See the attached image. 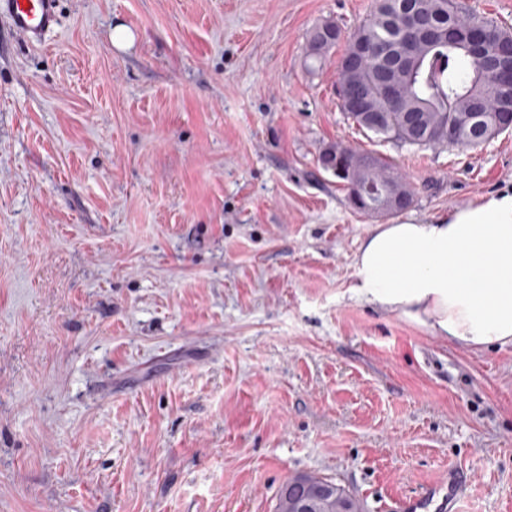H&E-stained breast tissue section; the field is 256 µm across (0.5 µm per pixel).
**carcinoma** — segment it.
<instances>
[{
	"label": "carcinoma",
	"mask_w": 512,
	"mask_h": 512,
	"mask_svg": "<svg viewBox=\"0 0 512 512\" xmlns=\"http://www.w3.org/2000/svg\"><path fill=\"white\" fill-rule=\"evenodd\" d=\"M430 17L436 26L476 25L491 27L499 36L512 38V29L467 10L459 0H376L370 17L346 38V48L340 62L359 56L355 72L339 70L337 82L347 88L362 91L371 108L383 114L384 121L372 126L359 110L341 99V110L358 126L403 144L417 147H438L449 144L462 148H477L483 139L501 126L502 93L493 75L485 68L483 51L469 43L446 35L436 38L419 36L402 51L404 65L392 76L400 86L398 99L391 102L378 86V73L386 64L376 47L394 43L400 36L409 10ZM336 29V23L326 22L310 35L306 60L311 71L322 64L336 46L333 38L321 45L323 29ZM452 126L458 137L448 141L443 128ZM338 164L345 171L339 177L347 192L360 189L379 196L395 185L411 192L408 184L391 162L379 156L339 146ZM296 477L288 479L277 494L276 512H289L290 496L297 492Z\"/></svg>",
	"instance_id": "1"
}]
</instances>
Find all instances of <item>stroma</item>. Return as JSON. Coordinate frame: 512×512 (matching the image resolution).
I'll list each match as a JSON object with an SVG mask.
<instances>
[{
	"label": "stroma",
	"mask_w": 512,
	"mask_h": 512,
	"mask_svg": "<svg viewBox=\"0 0 512 512\" xmlns=\"http://www.w3.org/2000/svg\"><path fill=\"white\" fill-rule=\"evenodd\" d=\"M375 0H60L0 24V512H274L298 473L366 512L447 480L512 512V345L473 347L351 290L376 225L512 191V132L416 148L341 112L337 44ZM132 36L113 45L114 28ZM392 161L354 211L331 144ZM58 5V0H1L0 19L30 43L41 45L58 26ZM324 27H330L334 31V35L332 39L326 43L325 46H322L320 44L319 38L321 40ZM336 36H339V33L336 30V23L334 22H326L314 29L310 35L306 53V60L307 62L309 61L308 68L310 71L316 70V64H319L318 67H320L322 61L326 58L329 51L341 40L340 37L336 39Z\"/></svg>",
	"instance_id": "obj_1"
}]
</instances>
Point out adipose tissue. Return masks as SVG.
Masks as SVG:
<instances>
[{"instance_id":"obj_1","label":"adipose tissue","mask_w":512,"mask_h":512,"mask_svg":"<svg viewBox=\"0 0 512 512\" xmlns=\"http://www.w3.org/2000/svg\"><path fill=\"white\" fill-rule=\"evenodd\" d=\"M354 266L355 294L434 335L512 343V193L428 223L378 225Z\"/></svg>"}]
</instances>
